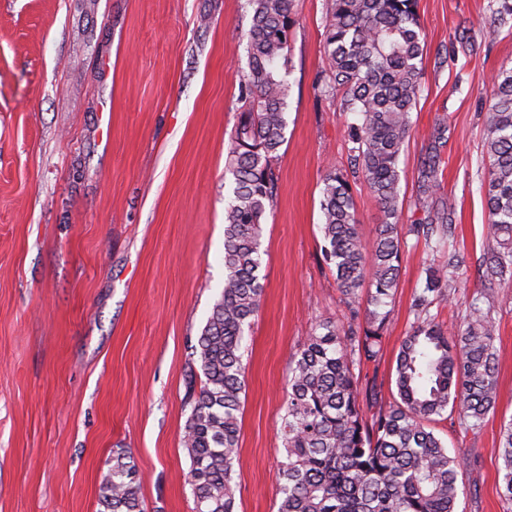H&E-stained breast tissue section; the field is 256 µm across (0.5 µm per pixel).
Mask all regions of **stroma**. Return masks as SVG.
<instances>
[{"label":"stroma","mask_w":512,"mask_h":512,"mask_svg":"<svg viewBox=\"0 0 512 512\" xmlns=\"http://www.w3.org/2000/svg\"><path fill=\"white\" fill-rule=\"evenodd\" d=\"M243 3L0 0V512H99L119 448L137 466L144 512H194L186 370L224 286L225 158L248 71ZM487 5L417 0L427 49L399 161L407 244L383 354L361 372L390 402L424 270L459 253L460 281L431 312L459 329L493 295L498 395L480 431L435 424L464 462L457 512H512L494 454L512 418V288L492 294L482 278L480 190L485 111L494 75L512 68V22L490 34ZM327 7L298 0L282 72L264 293L242 358L237 512H277L290 359L317 321L346 316L319 229L322 178L347 170L351 120L314 91ZM441 123L440 187L425 202L422 162ZM446 202L453 233L434 249L413 226Z\"/></svg>","instance_id":"1"}]
</instances>
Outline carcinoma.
<instances>
[{
    "label": "carcinoma",
    "mask_w": 512,
    "mask_h": 512,
    "mask_svg": "<svg viewBox=\"0 0 512 512\" xmlns=\"http://www.w3.org/2000/svg\"><path fill=\"white\" fill-rule=\"evenodd\" d=\"M324 24L326 78L318 93L340 99L353 115L347 125L351 169L323 178L325 261L349 321L317 322L291 362L280 434L285 450L278 512H457L463 461L448 453L430 422L457 416L479 430L497 394L495 325L474 305L457 333L436 321L433 304L448 298L461 261L425 272L416 292L417 323L395 361L393 401L378 404L374 385H359L358 371L376 362L390 326L402 248L399 157L412 131L421 93L425 36L417 0H328ZM251 14L244 110L231 135L227 170L235 182L224 214V288L192 346L183 447L195 512H235L234 464L239 456L238 413L245 393L242 342L264 292L262 224L273 206V166L284 141L288 89L277 72L286 60L296 0H245ZM493 21L512 17L509 0H489ZM434 135L423 162L422 193L439 187L440 147ZM484 182L488 222L482 276L512 288V69L494 76L486 109ZM363 179L381 213L375 237L363 240L351 182ZM422 225L427 244L451 236L448 209ZM498 477L512 502V419L501 427ZM103 512H142L137 470L127 451L113 452L100 498Z\"/></svg>",
    "instance_id": "carcinoma-1"
}]
</instances>
